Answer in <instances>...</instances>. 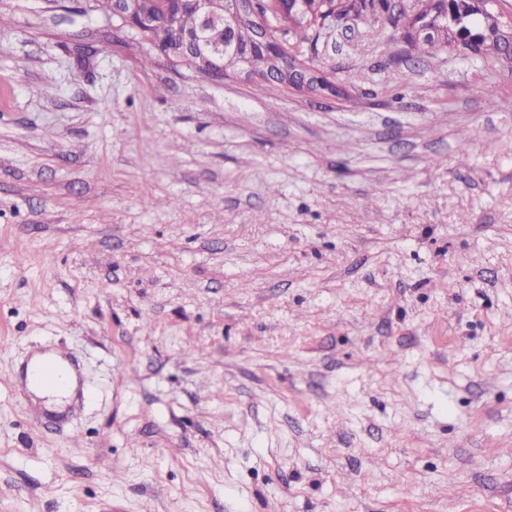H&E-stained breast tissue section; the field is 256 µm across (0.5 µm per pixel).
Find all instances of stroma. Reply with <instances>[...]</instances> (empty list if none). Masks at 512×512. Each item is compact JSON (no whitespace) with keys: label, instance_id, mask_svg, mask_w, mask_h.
<instances>
[{"label":"stroma","instance_id":"stroma-1","mask_svg":"<svg viewBox=\"0 0 512 512\" xmlns=\"http://www.w3.org/2000/svg\"><path fill=\"white\" fill-rule=\"evenodd\" d=\"M401 34L269 95L0 0V512H512V71ZM55 365L61 374V381L56 386L48 385H28L27 388L38 398H48L46 401L47 405L54 404L60 406L63 404L61 398H65L67 402H70L79 387L78 376L76 371L69 366V364L62 358L55 359ZM52 398H57L52 400Z\"/></svg>","mask_w":512,"mask_h":512}]
</instances>
